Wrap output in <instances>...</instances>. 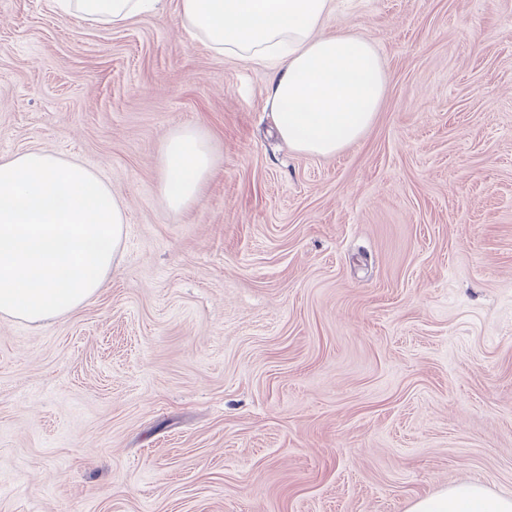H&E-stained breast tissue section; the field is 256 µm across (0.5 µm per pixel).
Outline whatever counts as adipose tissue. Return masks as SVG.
I'll return each mask as SVG.
<instances>
[{
    "label": "adipose tissue",
    "instance_id": "obj_1",
    "mask_svg": "<svg viewBox=\"0 0 512 512\" xmlns=\"http://www.w3.org/2000/svg\"><path fill=\"white\" fill-rule=\"evenodd\" d=\"M62 15L119 25L158 0H56ZM335 0H180L187 27L219 53L278 57L267 88L274 127L294 151L336 155L373 124L387 77L364 34L321 35ZM159 186L169 211L199 196L215 161L191 126L160 146ZM125 206L89 168L30 150L0 158V314L30 323L62 318L95 298L112 274ZM409 512H512V497L460 483L416 500Z\"/></svg>",
    "mask_w": 512,
    "mask_h": 512
}]
</instances>
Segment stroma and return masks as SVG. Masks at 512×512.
I'll return each instance as SVG.
<instances>
[{"label":"stroma","mask_w":512,"mask_h":512,"mask_svg":"<svg viewBox=\"0 0 512 512\" xmlns=\"http://www.w3.org/2000/svg\"><path fill=\"white\" fill-rule=\"evenodd\" d=\"M388 75L333 157L272 133L274 64L179 0L112 27L0 0V157L46 150L127 206L63 318L0 317V512H408L512 496V0H336ZM216 165L169 211L159 148ZM159 160L161 198L169 211L181 212L197 199L214 168L210 137L196 127L174 128L161 142ZM408 512H512V497L480 483H460L416 500Z\"/></svg>","instance_id":"stroma-1"}]
</instances>
